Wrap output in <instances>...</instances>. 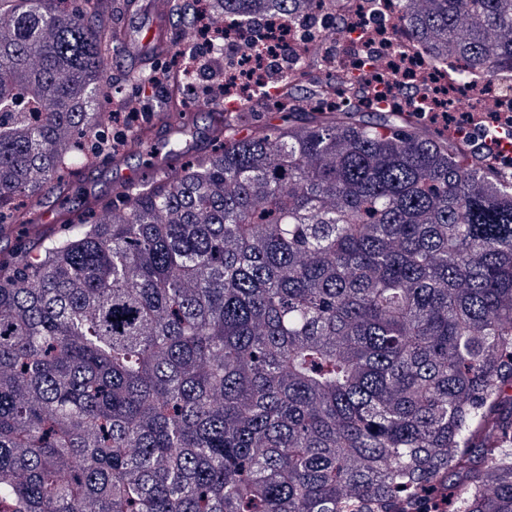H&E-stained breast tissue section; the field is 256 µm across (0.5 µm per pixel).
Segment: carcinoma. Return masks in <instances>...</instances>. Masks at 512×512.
Segmentation results:
<instances>
[{
	"label": "carcinoma",
	"instance_id": "obj_1",
	"mask_svg": "<svg viewBox=\"0 0 512 512\" xmlns=\"http://www.w3.org/2000/svg\"><path fill=\"white\" fill-rule=\"evenodd\" d=\"M327 38L318 0H208ZM117 0H0V236L112 142ZM453 83L512 0H396ZM417 99L235 120L0 268V512H512V173Z\"/></svg>",
	"mask_w": 512,
	"mask_h": 512
}]
</instances>
